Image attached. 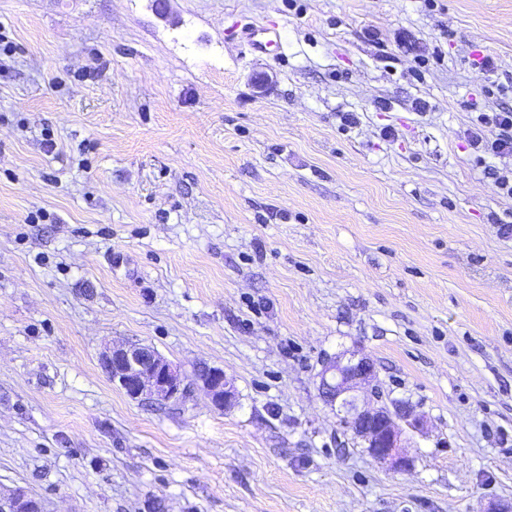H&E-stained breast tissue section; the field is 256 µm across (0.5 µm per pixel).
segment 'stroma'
Segmentation results:
<instances>
[{
	"label": "stroma",
	"mask_w": 512,
	"mask_h": 512,
	"mask_svg": "<svg viewBox=\"0 0 512 512\" xmlns=\"http://www.w3.org/2000/svg\"><path fill=\"white\" fill-rule=\"evenodd\" d=\"M258 24L281 44L229 36ZM0 27V489L46 512L512 502V157L467 135L512 109V0H0ZM124 342L186 400L113 385ZM351 351L428 420L407 471L319 393ZM100 362L112 383L132 399L170 402L186 394L185 376L149 346L112 345L101 353ZM207 391L211 404L218 410H224L232 405L236 398L233 383L225 376L221 368H204L197 374Z\"/></svg>",
	"instance_id": "stroma-1"
}]
</instances>
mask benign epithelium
Segmentation results:
<instances>
[{
	"label": "benign epithelium",
	"instance_id": "obj_1",
	"mask_svg": "<svg viewBox=\"0 0 512 512\" xmlns=\"http://www.w3.org/2000/svg\"><path fill=\"white\" fill-rule=\"evenodd\" d=\"M100 362L112 383L132 399L177 401L186 394L185 376L155 349L136 343L109 346ZM211 404L218 410L236 398L233 383L221 368H204L197 374ZM372 361L356 352L327 362L320 372L321 397L336 409L341 427L360 438L368 454L394 470L410 467L403 453L406 431H418L423 418L406 405L389 407L382 401ZM0 512H45L41 500L16 486L0 492Z\"/></svg>",
	"mask_w": 512,
	"mask_h": 512
}]
</instances>
